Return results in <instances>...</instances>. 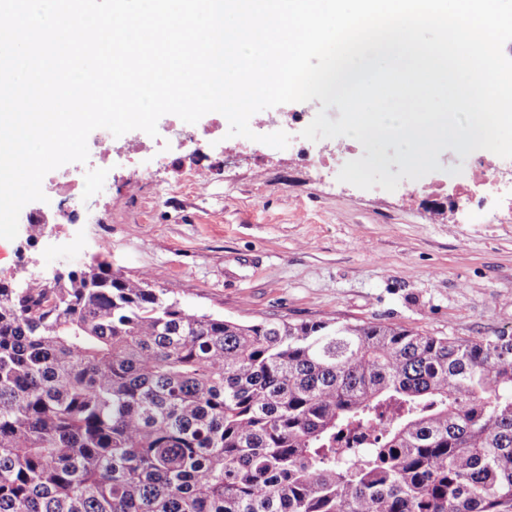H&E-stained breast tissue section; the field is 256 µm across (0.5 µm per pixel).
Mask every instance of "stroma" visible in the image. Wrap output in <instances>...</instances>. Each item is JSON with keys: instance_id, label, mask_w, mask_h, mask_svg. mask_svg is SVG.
<instances>
[{"instance_id": "obj_1", "label": "stroma", "mask_w": 512, "mask_h": 512, "mask_svg": "<svg viewBox=\"0 0 512 512\" xmlns=\"http://www.w3.org/2000/svg\"><path fill=\"white\" fill-rule=\"evenodd\" d=\"M157 136L113 138L110 190L92 199L94 222L60 225L29 245L9 241L36 274L103 261L148 276L199 314L239 323H394L432 336L512 333V223L459 213L429 224V200L339 182L297 165L287 150L216 137L202 176ZM150 179H143V172ZM110 241L99 250L100 238Z\"/></svg>"}]
</instances>
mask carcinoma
Returning <instances> with one entry per match:
<instances>
[{
  "mask_svg": "<svg viewBox=\"0 0 512 512\" xmlns=\"http://www.w3.org/2000/svg\"><path fill=\"white\" fill-rule=\"evenodd\" d=\"M0 276V512H512V334Z\"/></svg>",
  "mask_w": 512,
  "mask_h": 512,
  "instance_id": "1",
  "label": "carcinoma"
}]
</instances>
